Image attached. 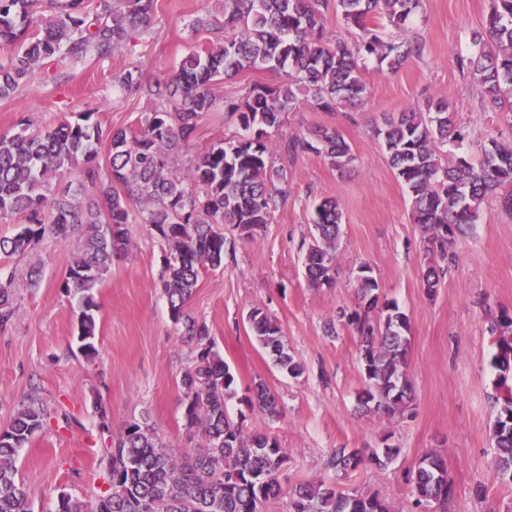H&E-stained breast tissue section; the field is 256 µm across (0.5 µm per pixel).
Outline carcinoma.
<instances>
[{
    "label": "carcinoma",
    "instance_id": "obj_1",
    "mask_svg": "<svg viewBox=\"0 0 512 512\" xmlns=\"http://www.w3.org/2000/svg\"><path fill=\"white\" fill-rule=\"evenodd\" d=\"M421 0H224V40L188 53L170 80L146 82L139 68L112 75V83L139 92L155 108L138 127L110 133L106 172L96 163L103 130L89 110L76 121L49 130L0 133V220L20 216L23 224L0 237V259L23 255L46 238L66 240L76 234L82 248L69 267L62 288L77 299L80 350L96 353V320L92 290L101 283L128 244L129 202L141 207L144 223L169 246L162 288L172 321L196 348L193 364L181 376L184 426L199 443L182 457L159 441L153 427L129 423L112 441L108 488L94 507L62 493L55 512H261L270 500L288 498V512H390L377 494L344 492L333 483L283 484L288 456L279 443L248 435L226 411L236 394V380L214 350L205 323L185 311L201 271L220 267L231 242L219 224L251 237L269 223L277 201L285 200V167L271 161L268 130L299 99L315 110L333 114L363 107L367 84L363 61L375 59L391 70L420 53L417 42L383 33L406 31ZM155 0H0V44L14 53L0 59V99H7L31 76L35 65L58 54L81 60L89 54L109 56L120 50L130 32L148 25ZM334 9L346 25L359 31L354 43L326 30L322 19ZM475 57L469 68L479 80L482 97L493 109L512 112V0H491L486 25L473 33ZM284 72L276 87H254L243 97L227 96L224 118L243 131L195 158L185 175L172 167V154L191 142L203 114L216 107L212 87L247 69ZM395 177L411 200L414 223L420 225L428 252L453 262L451 247L465 227L480 218L493 197L512 214V142L491 138L481 145L475 166L464 157L448 159L442 147L461 143L463 130L443 98L425 108H410L383 118L375 130ZM285 156L315 153L336 170L349 169L355 156L334 127H320L311 137L295 136L281 146ZM77 172L79 188L54 191L51 181ZM90 183L98 201L83 206L80 186ZM343 212L334 199L315 208L305 254V271L314 288L330 285ZM15 282L0 275V330L17 314ZM375 278L359 279L360 310L349 318L361 345L365 388L363 412L386 418L404 414L413 397L404 368L409 319L398 306L380 301ZM250 330L275 365L296 378L301 362L288 351L279 325L261 310L249 316ZM497 336V406L490 426L496 448L495 476L512 482V317L491 324ZM250 405L279 414L274 393L259 383ZM47 425V410L38 394L0 427V512H31L29 495L18 477V452ZM398 449H336L332 469L357 468L367 461L385 465ZM418 502L444 505L452 484L441 456L426 452L413 477Z\"/></svg>",
    "mask_w": 512,
    "mask_h": 512
}]
</instances>
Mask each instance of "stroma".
Listing matches in <instances>:
<instances>
[{"instance_id": "stroma-1", "label": "stroma", "mask_w": 512, "mask_h": 512, "mask_svg": "<svg viewBox=\"0 0 512 512\" xmlns=\"http://www.w3.org/2000/svg\"><path fill=\"white\" fill-rule=\"evenodd\" d=\"M150 25L133 32L121 51L80 61H40L26 85L0 100V132L22 124L46 128L92 109L103 132L136 127L154 104L112 84L115 72L139 67L144 80L170 77L193 48L221 42L222 0H156ZM490 0H422L408 24L421 44L419 56L391 70L366 61L368 102L360 110L328 114L301 103L283 116L270 140L336 127L356 159L340 172L323 156L303 153L286 164L288 197L269 224L253 236H234V255L222 267L203 271L185 309L203 321L229 364L237 395L227 403L244 433L275 438L288 452L289 484L310 480L344 490L379 494L393 512H512V485L493 475L495 451L489 426L495 416L493 320L512 315V216L496 202L483 206L477 224L453 247L455 261L435 292L422 272L430 257L424 234L411 219L405 187L396 179L374 131L385 115L446 97L466 138L449 145V157L481 159L487 139L512 140V112L482 101L472 74L459 58L474 51L473 31L482 29ZM206 27H195L198 18ZM222 110L206 113L195 139L173 157L184 173L196 156L239 136ZM336 199L343 211L332 283L310 287L304 274L303 240L313 228L316 205ZM127 250L114 259L95 290L98 354L79 351L78 309L61 291L80 250L77 239L44 241L25 257L0 263L15 278L19 315L0 331V426L30 393H39L49 418L18 454L19 477L31 496L32 512H53L67 493L95 502L107 476L106 448L131 422L148 419L174 454L190 447L184 428L180 379L195 347L170 318L159 284L167 248L150 225L134 219ZM372 269L379 292L409 318L407 379L413 402L403 417L363 414L360 346L347 322L335 335L324 322L358 308L359 266ZM43 276L30 285L28 270ZM262 309L276 321L290 352L305 372L291 378L250 332L249 315ZM264 382L279 404L277 417L244 403L249 387ZM397 447L387 467L368 464L347 472L328 468L338 448ZM443 456L454 494L446 510L417 504L415 466L424 452Z\"/></svg>"}]
</instances>
